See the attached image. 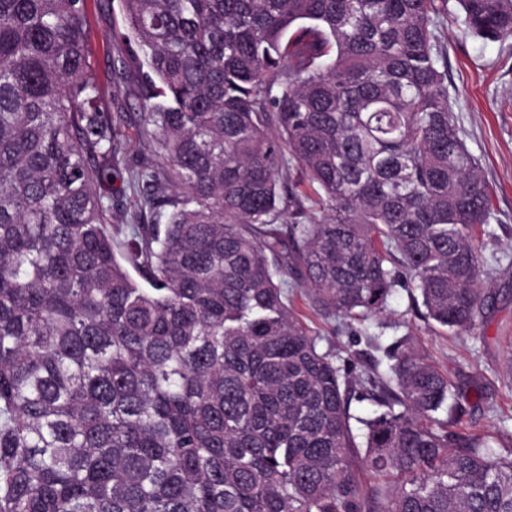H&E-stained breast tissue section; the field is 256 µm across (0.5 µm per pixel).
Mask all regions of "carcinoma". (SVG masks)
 Here are the masks:
<instances>
[{
	"mask_svg": "<svg viewBox=\"0 0 512 512\" xmlns=\"http://www.w3.org/2000/svg\"><path fill=\"white\" fill-rule=\"evenodd\" d=\"M119 3L153 145L127 232L87 0H0V512H512V448L384 339L399 288L453 334L487 305L439 44L450 13L512 39V0ZM298 303L301 313L307 315L309 325L314 330L320 332L321 335L332 339L342 351L341 355L343 358H347L349 350L353 351L364 347L363 340L360 345H357L355 341H357V337L359 336H353L355 334V330L359 328L358 325L355 324L353 328H348L340 324L338 321H336V323L334 321L328 322L312 315L301 302Z\"/></svg>",
	"mask_w": 512,
	"mask_h": 512,
	"instance_id": "carcinoma-1",
	"label": "carcinoma"
}]
</instances>
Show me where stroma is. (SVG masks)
Returning a JSON list of instances; mask_svg holds the SVG:
<instances>
[{
    "instance_id": "obj_1",
    "label": "stroma",
    "mask_w": 512,
    "mask_h": 512,
    "mask_svg": "<svg viewBox=\"0 0 512 512\" xmlns=\"http://www.w3.org/2000/svg\"><path fill=\"white\" fill-rule=\"evenodd\" d=\"M91 64L105 78L118 132L117 166L127 169L152 155L141 136L143 105L128 95L125 81L111 79L121 45L118 9L88 0ZM448 98L455 123L477 158L490 197L491 223L479 237L483 286L494 306L470 331L451 335L427 322L406 290L390 301L398 335H410L418 352L447 373L461 395L462 421L471 432L512 445V376L503 355L512 344V39H481L448 21L443 41Z\"/></svg>"
}]
</instances>
